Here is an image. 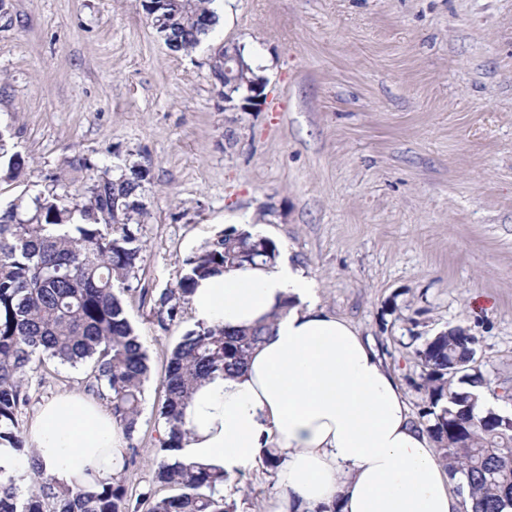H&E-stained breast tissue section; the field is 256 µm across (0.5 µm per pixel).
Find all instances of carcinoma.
Listing matches in <instances>:
<instances>
[{"label": "carcinoma", "instance_id": "obj_1", "mask_svg": "<svg viewBox=\"0 0 512 512\" xmlns=\"http://www.w3.org/2000/svg\"><path fill=\"white\" fill-rule=\"evenodd\" d=\"M212 2L193 0V12L208 19L206 26L176 24L163 13L152 25L171 50L189 51L217 23ZM24 167L23 157L9 152L0 134V180L18 178ZM143 180L142 172L131 171L116 182L98 176L75 196L52 188L35 198L26 219L15 203L0 208V448L12 449L14 462L30 464L34 475L24 493L18 478L0 467V512H233L221 495L223 471L171 458L183 437V412L194 385L216 372H242L265 326L226 331L199 324L173 348L162 381L166 433L157 450L156 479L177 490L175 495L148 490L133 499L120 478L100 480L93 490L59 486L32 464L33 450L19 431L18 417L30 403V375L47 359L72 367L90 364L88 392L109 403L126 435L136 430L150 366L124 294L141 261L132 221L142 212ZM114 198L128 209L120 224L112 219ZM278 255L268 238L225 231L185 259L182 276L154 312L158 324L166 328L177 320L198 281L227 267L273 262ZM476 345L462 325L425 339L416 352L424 392L417 424L449 473L464 477L461 490L472 512H505L512 508V413L475 416L473 389L490 384Z\"/></svg>", "mask_w": 512, "mask_h": 512}]
</instances>
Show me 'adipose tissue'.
<instances>
[{
  "instance_id": "adipose-tissue-1",
  "label": "adipose tissue",
  "mask_w": 512,
  "mask_h": 512,
  "mask_svg": "<svg viewBox=\"0 0 512 512\" xmlns=\"http://www.w3.org/2000/svg\"><path fill=\"white\" fill-rule=\"evenodd\" d=\"M194 322L227 330L270 325L246 369L198 383L177 453L234 477L261 449L282 462L270 512H460L456 478L412 423L374 345L316 304L313 282L287 262L225 269L200 280ZM35 461L67 486L120 473L124 435L96 401L65 393L37 408L27 429Z\"/></svg>"
}]
</instances>
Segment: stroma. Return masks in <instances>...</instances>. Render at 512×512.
Listing matches in <instances>:
<instances>
[{
    "label": "stroma",
    "instance_id": "35a3bbf8",
    "mask_svg": "<svg viewBox=\"0 0 512 512\" xmlns=\"http://www.w3.org/2000/svg\"><path fill=\"white\" fill-rule=\"evenodd\" d=\"M225 46L264 59L260 109L226 107L212 73ZM0 135L27 162L0 206L25 217L46 189L146 172L140 288L124 296L151 367L131 494L169 493L149 454L171 351L195 327L189 310L166 330L152 311L245 216L374 344L410 416L420 339L448 327L477 337L487 378L512 382V0H235L189 53L141 0H0ZM88 374L46 361L20 427ZM276 492L259 464L224 488L235 512H268Z\"/></svg>",
    "mask_w": 512,
    "mask_h": 512
}]
</instances>
